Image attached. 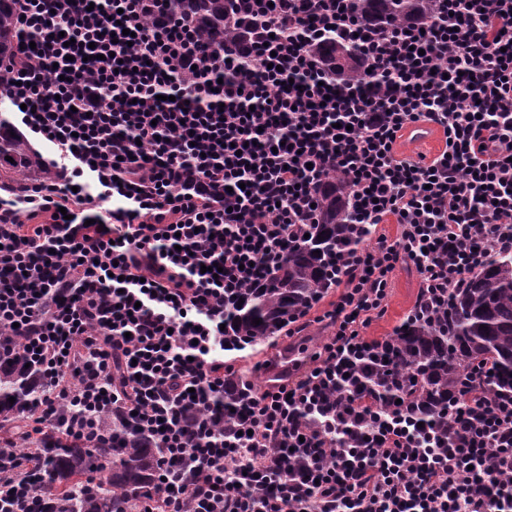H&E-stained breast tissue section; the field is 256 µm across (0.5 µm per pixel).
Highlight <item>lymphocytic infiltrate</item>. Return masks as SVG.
I'll return each mask as SVG.
<instances>
[{
	"label": "lymphocytic infiltrate",
	"mask_w": 512,
	"mask_h": 512,
	"mask_svg": "<svg viewBox=\"0 0 512 512\" xmlns=\"http://www.w3.org/2000/svg\"><path fill=\"white\" fill-rule=\"evenodd\" d=\"M246 2L251 48L204 58L165 0H18L0 97L55 171L0 196V336L43 387L29 435L90 451L128 423L148 434L156 477L134 512H512V397L480 391L484 364L451 440L336 391L378 345L363 330L397 267L420 278L418 316L512 251V0H428L390 25L356 0ZM329 34L357 49L358 77L313 54ZM423 121L444 149L397 156ZM333 173L353 224L401 234L337 256L330 341L225 416L224 314L275 275ZM53 490L35 453L0 448V512H54ZM1 111H2V113H6L10 117V120L14 123V125H16L23 132V134L26 136V138L28 139L30 144L33 146V148L40 151L44 157H47L50 155V152L52 151V145L49 142H47L46 140H44L39 135L27 133L26 129L24 127L20 126L17 123V121L15 120V118H14L15 114H11V112H16V109L10 104V102L8 100L3 99L1 101V97H0V113H1ZM4 111H6V112H4Z\"/></svg>",
	"instance_id": "1"
}]
</instances>
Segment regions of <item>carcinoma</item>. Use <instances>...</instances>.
<instances>
[{
  "instance_id": "obj_1",
  "label": "carcinoma",
  "mask_w": 512,
  "mask_h": 512,
  "mask_svg": "<svg viewBox=\"0 0 512 512\" xmlns=\"http://www.w3.org/2000/svg\"><path fill=\"white\" fill-rule=\"evenodd\" d=\"M173 8L193 19L203 54L220 53L226 36L238 51L249 50L254 22L234 0H174ZM426 10L424 0H359L358 13L368 23L416 22ZM21 32L15 0H0V63L14 58ZM316 55L338 77L356 73L360 60L355 48L339 40H322ZM12 157L9 162L6 157ZM43 172L41 157L13 129L0 123V180ZM317 222L281 264L268 285L225 313L228 333L246 348L268 340L288 326L292 317L310 308L336 280L337 252L355 245L348 190L339 176L316 187ZM262 323L255 325L253 319ZM378 367L365 372L354 391L404 414L437 425L446 433L459 419L445 416L448 404L460 394L471 366L487 361L491 373L483 391L512 392V254L493 253L448 297V305L433 318L410 319L387 339L385 351L373 356ZM39 366L23 349L7 352L0 361V418L20 417L40 391ZM15 398L9 402V398ZM402 403H396V400ZM40 462L53 474L58 512H119L123 498L147 486L156 472V449L149 439L131 431L118 446L94 452L54 444L40 450ZM108 464L109 492L82 495L84 474Z\"/></svg>"
}]
</instances>
